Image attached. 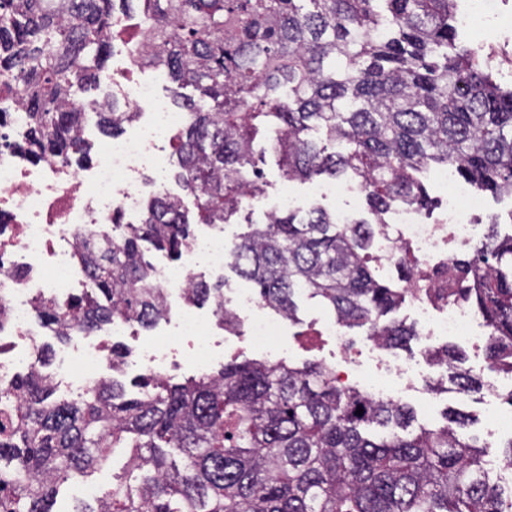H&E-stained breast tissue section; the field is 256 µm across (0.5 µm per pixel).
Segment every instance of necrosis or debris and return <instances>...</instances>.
<instances>
[{
	"label": "necrosis or debris",
	"instance_id": "4bbe7bcc",
	"mask_svg": "<svg viewBox=\"0 0 512 512\" xmlns=\"http://www.w3.org/2000/svg\"><path fill=\"white\" fill-rule=\"evenodd\" d=\"M106 32L112 66L101 98L93 106L75 95L69 102L91 116L120 99L134 118L128 133L103 144L99 161L91 167L28 159L22 148L30 126L22 103L27 88L17 80L10 91L0 93V337H14L25 347L18 358L0 359V383L28 360L29 349L37 343V304L47 299L63 304L74 290H89L78 251L88 244L111 246L120 236L114 219L137 223L143 204L139 178L145 170L160 169L162 142L173 139L185 121L184 113L174 111L156 94L153 82L142 77L154 68L141 55L150 41L146 22L119 11L108 18ZM435 179L448 197L443 222L432 224L412 208H395L391 222L373 241L374 256L380 266L392 267L405 249L431 272L430 285L439 291V298L408 299L426 341L451 336L486 348L493 336L478 313L446 296L455 250L477 240L479 227L472 216L483 209L484 197L475 190L456 188L448 171L437 172ZM229 260L230 248L219 225L190 241L181 266L157 261L151 268L165 311L175 314L176 335L196 340L197 366L204 373L215 351L209 325L190 310L186 290L198 266L220 270ZM227 303L233 311L247 313L246 334L253 345L278 352L286 316L260 313L258 301L247 292L236 293ZM58 360L60 370L51 377L54 386L81 395L100 384L105 361L100 348L67 347L59 351Z\"/></svg>",
	"mask_w": 512,
	"mask_h": 512
}]
</instances>
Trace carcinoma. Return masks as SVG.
<instances>
[{"instance_id":"carcinoma-1","label":"carcinoma","mask_w":512,"mask_h":512,"mask_svg":"<svg viewBox=\"0 0 512 512\" xmlns=\"http://www.w3.org/2000/svg\"><path fill=\"white\" fill-rule=\"evenodd\" d=\"M115 0H0V65L30 88L34 161L69 159L77 86L94 98L110 52L104 28ZM152 25L150 60L162 65L186 113L174 138L175 178L196 201L198 222L224 224L259 192L256 152L275 153L284 175L358 178L379 223L396 206L428 205L419 174L451 167L481 194L512 197V89L485 53L463 44L454 0H140ZM192 86L198 97L182 93ZM116 132L125 112H101ZM266 146L255 149L258 128ZM322 130L344 152L308 137ZM191 218L183 204L151 197L112 252L87 260V296L41 302L37 316L64 340L117 319L147 328L164 317L150 279L151 250L179 257ZM374 229L336 223L313 207L246 224L232 266L272 310L294 319L295 298L318 302L348 328L366 327L390 347L416 331L383 317L406 289L384 284L371 260ZM469 286L457 298L486 319L492 365L512 373V234L491 220L473 255L456 262ZM190 297L211 302L223 325L224 282L195 281ZM0 384V512H53L77 473H92L111 449H128L127 474L105 497L70 512H506L484 452L460 438L466 416L408 431L411 411L336 384L320 363L245 361L171 386L156 380L141 398L103 382L81 401L55 398L46 368ZM431 357L460 391L481 382L446 347ZM363 414H356L357 409ZM184 455L182 466L169 449Z\"/></svg>"}]
</instances>
